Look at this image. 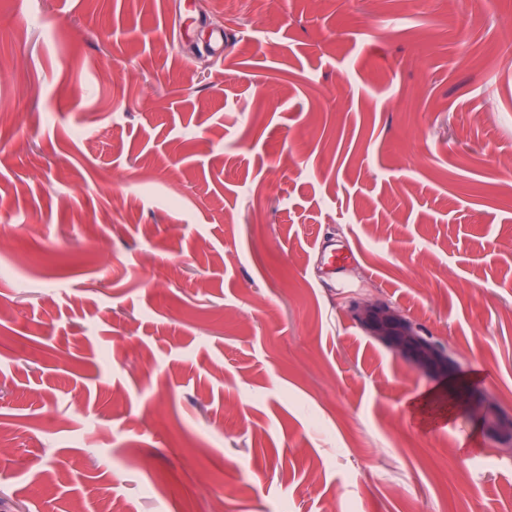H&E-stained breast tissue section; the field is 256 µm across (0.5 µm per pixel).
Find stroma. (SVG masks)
<instances>
[{
  "instance_id": "obj_1",
  "label": "stroma",
  "mask_w": 512,
  "mask_h": 512,
  "mask_svg": "<svg viewBox=\"0 0 512 512\" xmlns=\"http://www.w3.org/2000/svg\"><path fill=\"white\" fill-rule=\"evenodd\" d=\"M507 31L512 0H0V512H512L479 421L512 414ZM352 314L367 336L410 360L420 371L448 376L454 361L448 348L421 328L410 317L386 303L360 304L351 301Z\"/></svg>"
}]
</instances>
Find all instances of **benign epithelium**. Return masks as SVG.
Instances as JSON below:
<instances>
[{"instance_id":"benign-epithelium-1","label":"benign epithelium","mask_w":512,"mask_h":512,"mask_svg":"<svg viewBox=\"0 0 512 512\" xmlns=\"http://www.w3.org/2000/svg\"><path fill=\"white\" fill-rule=\"evenodd\" d=\"M352 314L367 336L384 344L396 354L410 360L420 371L446 376L454 361L448 348L423 334L410 317L387 303L360 304L351 302ZM483 427L500 445L512 446V416L506 417L495 407L481 413Z\"/></svg>"}]
</instances>
